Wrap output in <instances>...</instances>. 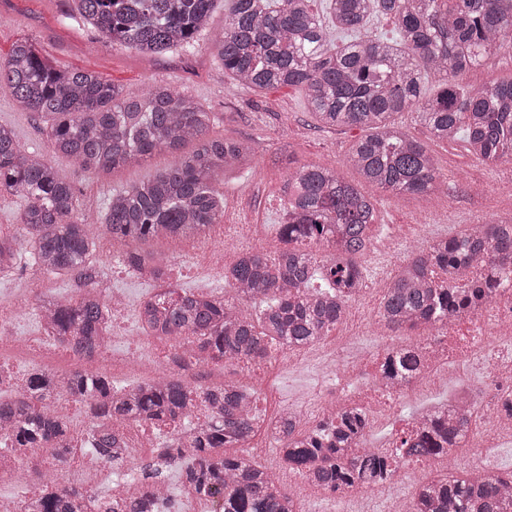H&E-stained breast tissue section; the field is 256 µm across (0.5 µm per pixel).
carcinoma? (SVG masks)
<instances>
[{
    "mask_svg": "<svg viewBox=\"0 0 512 512\" xmlns=\"http://www.w3.org/2000/svg\"><path fill=\"white\" fill-rule=\"evenodd\" d=\"M215 0H77L80 16L108 41L156 55L195 51L197 34L209 23ZM224 28L211 48L231 80L254 90L304 86L308 105L329 127L366 128L372 134L351 147L348 162L362 182L389 193H424L440 174L427 148L390 118L414 112L440 140L463 133L468 150L494 166L512 161V80L463 89L458 77L496 50L511 48L512 0H331L332 24L351 37L329 52L328 26L312 0H228ZM395 19L398 39L369 32L374 14ZM439 76L436 96L424 98L425 75ZM0 87L46 123L53 150L86 173H109L161 151H194L153 178L116 192L105 213L93 220L80 211L73 185L41 156L21 149L12 129L0 125V193L24 203L21 233L0 236V273L13 269L21 253L27 265L74 278L76 294L41 303L54 336L80 354L106 346L111 306L99 291L103 273L93 259L96 242L87 234L95 221L104 234L128 246L125 262L143 265L164 281L168 263L132 244L153 237L195 238L224 216V198L212 183L248 164L255 145L206 137L208 112L174 86L153 81L138 92L107 84L84 71L47 66L28 41L17 42L0 60ZM288 207L280 234L289 244L269 258L251 250L224 272L234 286L231 300L162 288L139 309L147 327L162 329L174 345H189L200 364H259L270 344L300 347L325 339L342 324V311L365 282L358 262L376 221L374 197L337 168L302 164L289 168L284 186ZM507 273L512 267V223L493 219L461 235L436 238L412 252L384 293L378 322L395 331H438L449 320L491 302L494 289L468 278L483 262ZM261 304L258 314L244 309ZM416 361L402 348L385 363L397 379ZM83 403L91 416L86 451L105 465H121L129 449L112 420L165 430L160 459L132 475L136 492L99 497L89 489L42 478L40 494L18 502L20 512H163V470L189 455L182 470L202 497L223 494V512H291L290 494L249 455H227L254 436L252 393L229 381L224 388H196L157 379L121 393L103 374L75 372L57 378L32 371L21 393L0 401V429L11 445L63 459L70 455L68 421L50 408L61 396ZM213 413L194 426L192 447L182 428L193 418L195 400ZM445 405L414 419L390 451L364 447L370 427L358 407H339L313 426H284L274 439L288 469L312 486L344 496L367 492L394 470L443 454L466 440L443 412ZM409 512H512V485L500 475L472 478L450 473L417 487Z\"/></svg>",
    "mask_w": 512,
    "mask_h": 512,
    "instance_id": "1",
    "label": "carcinoma"
}]
</instances>
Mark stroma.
I'll use <instances>...</instances> for the list:
<instances>
[{
	"mask_svg": "<svg viewBox=\"0 0 512 512\" xmlns=\"http://www.w3.org/2000/svg\"><path fill=\"white\" fill-rule=\"evenodd\" d=\"M228 7L227 0H216L209 28L201 32L194 53L170 51L146 57L104 42L93 26L75 18L74 0H0V58H8L15 43L27 40L47 65L60 71H90L107 83L133 92L150 81L167 82L214 113L210 136L257 143L252 167L235 172L230 179L218 183L216 190L224 197V223L241 225L245 241L274 257L285 248L278 226L283 218V187L288 179L287 166L274 163V156L285 148L296 163L337 167L353 180L357 173L347 162L348 151L364 131L319 125L301 86L261 91L241 87L227 93L231 79L211 50L210 39L213 31L223 27ZM510 79L512 49L486 56L464 73L462 83L475 86ZM393 121L431 151L443 182L422 195L379 191L374 194L376 237L371 251L360 259L368 276L362 292L350 304L359 317L354 340L367 351L385 341L406 347L420 339L415 332H388L377 324L375 317L380 297L377 285L386 279L391 264L417 245L418 225L428 222L434 233L453 236L478 214L490 212L502 218L512 215V203L494 193L497 182L512 178V168L480 163L463 140L447 142L434 138L414 113L396 114ZM0 125L10 127L23 148L42 155L62 178L72 182L81 209L89 214H100L111 193L148 180L178 160L175 154L159 152L108 174L77 171L69 160L54 154L43 123L32 113L21 110L4 88H0ZM36 279L43 280L46 292L66 297L74 293L69 276L44 275L27 267L0 276V301L26 291ZM254 372L250 364L239 369L242 383L253 394L254 406L259 411L296 405L313 394L320 383L315 368L296 364L274 378V392L269 395L258 384ZM448 394L444 385L429 392H410L397 413H385L380 422L371 425L367 444L386 447L413 413L447 399ZM256 459L267 467L277 485L300 498L301 512H373L375 508L368 498L337 502L322 498L320 491L305 483L299 474L288 471L274 451L257 454ZM460 464L485 474L511 470L512 437L502 434L489 439L487 446L481 448L467 445L455 449L452 456L410 464L403 470L404 487L412 489L427 482L430 475Z\"/></svg>",
	"mask_w": 512,
	"mask_h": 512,
	"instance_id": "obj_1",
	"label": "stroma"
}]
</instances>
